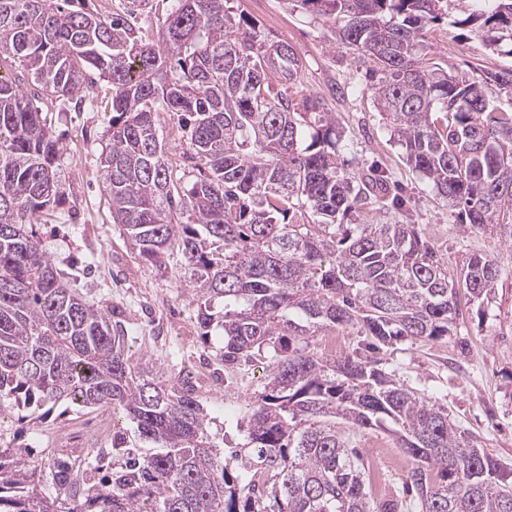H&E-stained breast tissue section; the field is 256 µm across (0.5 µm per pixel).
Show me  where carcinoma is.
I'll return each mask as SVG.
<instances>
[{
    "instance_id": "cac0c4a2",
    "label": "carcinoma",
    "mask_w": 512,
    "mask_h": 512,
    "mask_svg": "<svg viewBox=\"0 0 512 512\" xmlns=\"http://www.w3.org/2000/svg\"><path fill=\"white\" fill-rule=\"evenodd\" d=\"M368 63L365 90L407 163L472 228L512 238V69L459 74L427 57L437 23L470 28L512 56V0H294ZM153 43L82 0H0V422L38 430L60 404L124 418L82 456L0 442V512H395L365 487L361 455L336 426H392L414 464L420 512H512L506 470L448 413L391 378L380 360L309 349L321 329L358 327L376 352L448 335L459 290L489 295L501 269L473 254L448 269L400 210L385 175L352 172L323 98L300 89L302 59L242 19L230 0H170ZM276 74L286 91L275 90ZM112 84L101 171L113 222L154 266L177 252L202 339L224 330V369L265 361L264 391L242 415L243 447L225 455L194 372L130 353L112 312L63 282L28 226L61 206L60 153L47 112L24 90L94 106ZM184 130L182 163L156 123ZM194 172L182 184L181 169ZM157 125L159 127V133L164 137L168 157L171 158L173 162L180 163L182 146L180 145L181 140L176 132L178 117L172 112H160L157 117Z\"/></svg>"
}]
</instances>
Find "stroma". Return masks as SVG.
<instances>
[{
  "label": "stroma",
  "instance_id": "35a3bbf8",
  "mask_svg": "<svg viewBox=\"0 0 512 512\" xmlns=\"http://www.w3.org/2000/svg\"><path fill=\"white\" fill-rule=\"evenodd\" d=\"M235 12L256 22L259 30L294 46L302 59L305 90L321 95L336 116L350 144L354 170L379 166L399 184L406 204L399 218L422 225L438 256L449 269L462 266L473 254L495 258L502 279L484 303L459 293V312L448 336L435 342L397 343L379 357L386 372L442 407L458 431L474 446L512 471V243L497 230H473L460 223L427 181L412 170L400 146L381 128L370 94L352 97L346 85L366 69L352 49L335 40L327 25L295 8L288 0H231ZM101 12L131 14L145 36L159 40L168 4L166 0H89ZM429 41L434 61L452 70L477 65L512 69V57L486 50L473 34L443 23ZM97 106H71L52 113V128L63 151L58 176L66 202L43 217L34 231L59 269L62 279L87 302L104 306L122 322L133 353H144L156 364L188 367L196 375L199 394L211 416L214 433L231 443L241 432L223 423L225 409H243L262 392L264 364L255 361L228 373L219 368L224 345L221 330L201 342L196 305L188 291L175 286L182 271L180 254L167 257L159 269L138 257L120 225L114 224L105 197L100 153L108 143L112 87L96 86ZM336 431L360 449L364 463L378 462L381 482L374 497L400 501L403 482L412 461L387 429H358L337 421Z\"/></svg>",
  "mask_w": 512,
  "mask_h": 512
}]
</instances>
